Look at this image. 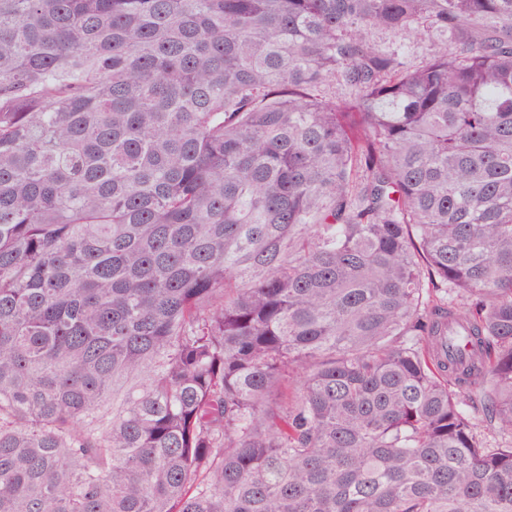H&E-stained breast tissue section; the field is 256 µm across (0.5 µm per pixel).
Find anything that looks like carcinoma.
I'll return each mask as SVG.
<instances>
[{
  "label": "carcinoma",
  "instance_id": "obj_1",
  "mask_svg": "<svg viewBox=\"0 0 512 512\" xmlns=\"http://www.w3.org/2000/svg\"><path fill=\"white\" fill-rule=\"evenodd\" d=\"M495 428L512 0H0V512H512Z\"/></svg>",
  "mask_w": 512,
  "mask_h": 512
}]
</instances>
